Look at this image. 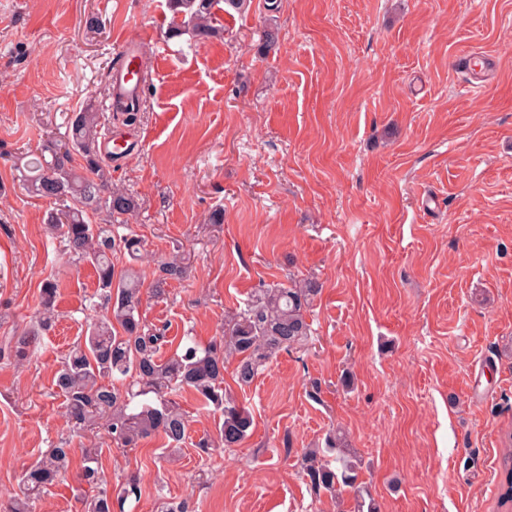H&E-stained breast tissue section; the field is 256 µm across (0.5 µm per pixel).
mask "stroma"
Returning <instances> with one entry per match:
<instances>
[{
	"label": "stroma",
	"mask_w": 512,
	"mask_h": 512,
	"mask_svg": "<svg viewBox=\"0 0 512 512\" xmlns=\"http://www.w3.org/2000/svg\"><path fill=\"white\" fill-rule=\"evenodd\" d=\"M166 0H0V344L27 330L44 280L58 318L25 363L0 358V497L69 438L71 473L36 512H77L81 449L141 494L122 512H336L302 466L343 430L378 512H497L512 434V0H251L223 37L147 44L152 83L112 183L139 206L152 283L182 247L190 265L143 320L208 344L255 288L318 283L312 336L250 386L225 376L254 427L199 455L218 417L193 394L188 437L167 460L71 432L52 378L87 329L94 268L76 262L15 169L86 104L103 107L122 41L161 33ZM97 19L98 30L87 27ZM278 32L259 54L262 32ZM485 55L491 83L457 67ZM224 221H208L214 211Z\"/></svg>",
	"instance_id": "obj_1"
}]
</instances>
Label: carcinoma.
<instances>
[{
    "mask_svg": "<svg viewBox=\"0 0 512 512\" xmlns=\"http://www.w3.org/2000/svg\"><path fill=\"white\" fill-rule=\"evenodd\" d=\"M250 0H167L172 17L166 37L189 36L194 42L223 34L221 13L240 11ZM143 103L117 96L111 112L132 126ZM104 113L88 104L74 113L59 141L45 146L51 160L26 164L27 192L58 203L48 224L64 241L69 255L90 263L97 276V300L89 308L105 312L93 319L85 335L64 356L53 378L55 393L76 431L103 429L119 449H132L139 440L161 434L168 452L180 450L188 420L181 408L183 392L190 391L206 406L220 412L218 442L226 449L240 445L250 434L254 419L224 387L226 363L235 362L233 377L241 387L250 385L283 351L305 345L310 336L306 312L319 292L312 280L292 281L286 287L262 288L245 306L224 319V336L203 346L194 337H182L175 352L163 355L169 343L168 326H149L140 315L143 282L130 266L116 270L112 254L121 251L139 257L142 240L119 234L137 209L134 196L109 184L108 161L100 154ZM103 223H94V217ZM188 263L180 249L158 264L151 293L166 296L171 280L187 276ZM58 288L47 280L41 288L42 312L36 324L0 347L17 363L38 349L44 332L57 317ZM73 449H47L27 469L24 491L0 501V512H35L36 503L68 472ZM97 448L82 449L80 483L91 489L82 495V512H114L129 497L140 493L139 479L131 476L116 487L99 470ZM304 471L316 490H324L341 503L343 493L354 495L353 512H377L368 486L358 481L362 460L350 451L341 433L325 448H309L302 456ZM498 508L512 512V448L499 463Z\"/></svg>",
    "mask_w": 512,
    "mask_h": 512,
    "instance_id": "cac0c4a2",
    "label": "carcinoma"
}]
</instances>
